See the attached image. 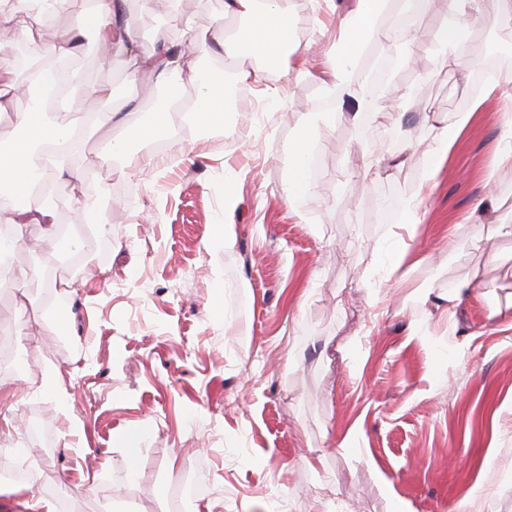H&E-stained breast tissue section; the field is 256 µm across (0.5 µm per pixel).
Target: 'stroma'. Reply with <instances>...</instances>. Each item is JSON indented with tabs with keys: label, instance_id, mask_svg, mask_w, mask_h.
<instances>
[{
	"label": "stroma",
	"instance_id": "obj_1",
	"mask_svg": "<svg viewBox=\"0 0 512 512\" xmlns=\"http://www.w3.org/2000/svg\"><path fill=\"white\" fill-rule=\"evenodd\" d=\"M287 7L314 49L273 72L225 58L222 30L241 23L221 22L223 0H180L190 32L126 0L139 50L165 35L199 73L245 92L230 127L197 131L176 114L152 142L123 123L85 134L79 178L56 180L83 255L78 274L57 290L30 281L23 327L17 293L0 295V327L21 331L10 351L18 369L0 365V412L43 431L1 442L0 469L24 470L54 512H101L114 500L121 512H201L209 502L213 512H455L477 485L480 512H512V313L495 312L512 291V237L492 230L512 225V169L498 170L493 202L482 182L512 113V71L495 77V93H470L497 30L471 24L452 60L439 50L442 10L414 19L417 38L385 95L404 115L313 124L319 197L292 203L288 164L274 152L299 136L298 113L327 111L315 74L354 0ZM130 70L114 48L78 81L104 89L102 109L154 122L165 101H130ZM281 86L284 109L265 96ZM462 97L473 119L420 224L406 225L425 147ZM115 140L126 143L124 161L101 164ZM230 177L238 206L228 246L217 226ZM86 181L99 188L108 233L83 218ZM396 234L419 261L404 283L384 281L379 266ZM476 269L488 294L447 321L428 291L447 292ZM51 370L61 375L55 392L10 398L17 379ZM132 437L133 480L119 465V442ZM318 455L323 465L311 468ZM93 472L97 483L82 489Z\"/></svg>",
	"mask_w": 512,
	"mask_h": 512
}]
</instances>
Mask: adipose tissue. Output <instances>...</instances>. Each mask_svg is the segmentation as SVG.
Segmentation results:
<instances>
[{
  "instance_id": "1",
  "label": "adipose tissue",
  "mask_w": 512,
  "mask_h": 512,
  "mask_svg": "<svg viewBox=\"0 0 512 512\" xmlns=\"http://www.w3.org/2000/svg\"><path fill=\"white\" fill-rule=\"evenodd\" d=\"M483 0H445L444 12L450 22L444 27L441 44L449 56H457L463 42V21L483 19ZM122 0H91L89 24L95 27L106 42L118 43L132 50L137 69L149 72L162 81L167 98L160 121L169 120L172 113L185 112L197 129L215 125H229L236 119V111L228 100L225 84L192 75V64L176 53L166 42L158 40L153 50L145 55L135 53V36L122 21ZM392 0H355V7L340 26L337 45L325 59L328 76L322 81L326 95L335 103L334 109L319 113L322 126L335 127L336 111L354 99L355 91L350 74L369 43L385 42L393 48L409 46L416 38L415 30L395 31L385 25L384 19L393 9ZM225 15L248 20L250 30L224 40L225 56L235 59H261L268 69H279L288 54H301L296 39L298 21L289 11L286 0H224ZM193 76L195 94L184 99L182 89L186 76ZM21 137L9 148L0 150V184L9 187L12 204L7 221L11 224H38L46 241L60 244L59 228L52 221V212L44 206H32L30 196L37 175L47 168L63 167L58 153L48 146L58 141L60 130L74 129L76 121L68 112L48 109L44 101H35L28 111L14 115ZM302 138L282 147L289 159L286 196L291 200H311L317 195V186L308 175L307 140L304 136L309 124L299 118Z\"/></svg>"
}]
</instances>
